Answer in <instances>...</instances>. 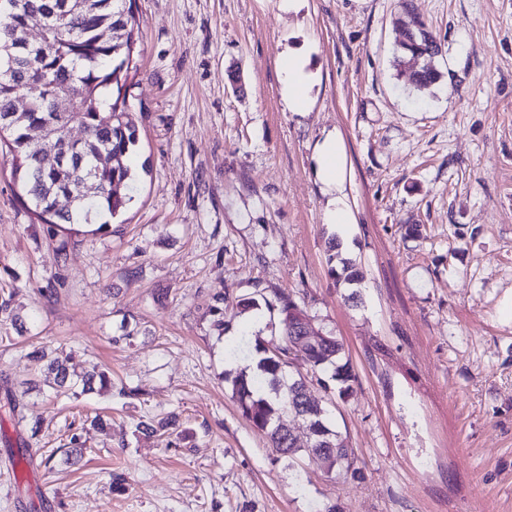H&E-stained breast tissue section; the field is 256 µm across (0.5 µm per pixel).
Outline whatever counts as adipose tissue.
I'll return each instance as SVG.
<instances>
[{
    "mask_svg": "<svg viewBox=\"0 0 512 512\" xmlns=\"http://www.w3.org/2000/svg\"><path fill=\"white\" fill-rule=\"evenodd\" d=\"M279 71L281 95L288 111H310L314 103L312 92L317 82L310 47L284 52L279 60ZM313 160L315 177L328 197L325 208L327 223H354L355 216L344 193L345 147L341 137L335 133L325 136L317 144Z\"/></svg>",
    "mask_w": 512,
    "mask_h": 512,
    "instance_id": "adipose-tissue-1",
    "label": "adipose tissue"
}]
</instances>
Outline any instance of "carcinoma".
Returning a JSON list of instances; mask_svg holds the SVG:
<instances>
[{
    "mask_svg": "<svg viewBox=\"0 0 512 512\" xmlns=\"http://www.w3.org/2000/svg\"><path fill=\"white\" fill-rule=\"evenodd\" d=\"M0 31L9 28L16 38L23 36V18L33 10L43 12L46 31L34 50L0 60V157L10 161L13 176L21 182L19 201L49 235L61 224H94L99 213L114 217L131 201L134 186L131 170L123 163L137 143V128L128 112L127 81L139 34L134 0H0ZM402 57L422 59L412 80L420 87L440 78L435 59L441 53L437 37L418 19L412 20L399 44ZM28 84L51 87L60 92L69 109L57 112L51 103L35 100L28 111H18L14 99ZM55 116L56 139L63 141L79 128L82 138L75 154L63 161L43 165L32 146V131L48 116ZM67 198L66 209L58 200ZM328 262L336 284L353 283L359 272L355 261L342 255L338 246H329ZM238 300L235 308L257 309L265 304L276 312L283 346L262 354L255 365L240 369L233 381L242 415L271 442L276 458H292L300 452L325 472L343 471L353 477L354 449L346 437L331 428L327 410L307 393L306 376L298 364L312 372L333 368L332 378L350 380L347 364L340 363L341 340L326 337L311 344L302 341L300 325L307 312L292 298L274 294ZM300 415L311 433L303 449L293 435L282 434L276 425L283 414Z\"/></svg>",
    "mask_w": 512,
    "mask_h": 512,
    "instance_id": "cac0c4a2",
    "label": "carcinoma"
}]
</instances>
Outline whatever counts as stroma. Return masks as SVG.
Returning <instances> with one entry per match:
<instances>
[{"label": "stroma", "mask_w": 512, "mask_h": 512, "mask_svg": "<svg viewBox=\"0 0 512 512\" xmlns=\"http://www.w3.org/2000/svg\"><path fill=\"white\" fill-rule=\"evenodd\" d=\"M134 198L108 232L52 237L0 162V512H512V0H135ZM441 73L396 65L402 24ZM313 46L311 111L278 57ZM343 138L356 221L326 223L316 143ZM419 226L417 235L407 230ZM360 273L337 285L328 238ZM66 255H59V244ZM274 290L342 340L353 379L307 377L361 476L274 460L227 372L280 345L229 303ZM107 370L56 394L27 358ZM17 411H10L9 400ZM107 420L89 426V415ZM176 423L163 427L167 418ZM79 435L84 455L66 461ZM52 501L36 503L39 490ZM403 37L399 44L402 58L410 56L411 58L419 57L422 59L420 69L414 71L411 75L412 80L420 87L434 84L440 78L435 59L441 53V43L418 19L412 20L410 28H406Z\"/></svg>", "instance_id": "obj_1"}]
</instances>
